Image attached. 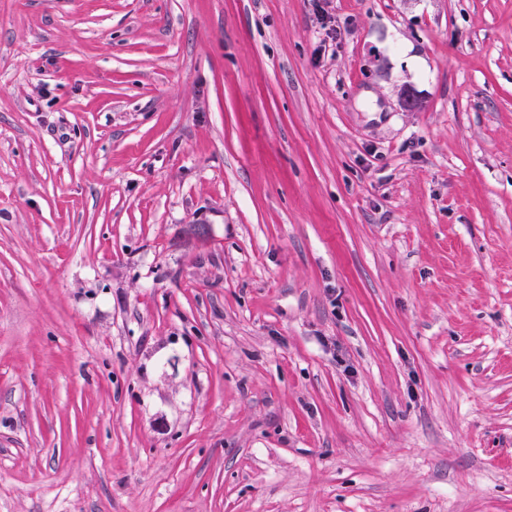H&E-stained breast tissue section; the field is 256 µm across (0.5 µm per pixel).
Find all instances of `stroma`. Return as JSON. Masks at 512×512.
I'll list each match as a JSON object with an SVG mask.
<instances>
[{"mask_svg": "<svg viewBox=\"0 0 512 512\" xmlns=\"http://www.w3.org/2000/svg\"><path fill=\"white\" fill-rule=\"evenodd\" d=\"M0 512H512V0H0Z\"/></svg>", "mask_w": 512, "mask_h": 512, "instance_id": "35a3bbf8", "label": "stroma"}]
</instances>
